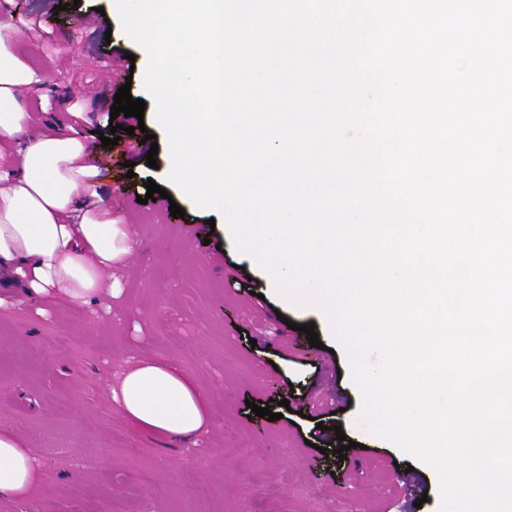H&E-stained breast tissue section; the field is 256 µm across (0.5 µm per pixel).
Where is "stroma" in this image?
<instances>
[{"instance_id": "obj_1", "label": "stroma", "mask_w": 512, "mask_h": 512, "mask_svg": "<svg viewBox=\"0 0 512 512\" xmlns=\"http://www.w3.org/2000/svg\"><path fill=\"white\" fill-rule=\"evenodd\" d=\"M108 5L80 0L54 27L40 21L45 0L5 8L22 31L12 50L42 77L25 110L40 119L80 113L73 128L93 162L126 187L110 196L112 216L129 225L138 248L115 272L124 291L111 314L60 307L44 320L24 299L0 312V430L23 440L42 470L40 491L0 502V512H437L438 485L425 464L353 428L361 397L346 352L317 313L285 305L265 270L224 235L223 217L168 184L165 154L148 167L143 135L162 129L143 85L147 59ZM98 7L107 10V31L70 23V14ZM119 49L127 58L108 67ZM125 84L146 102V129L122 135L133 150L120 155L97 132ZM150 179L170 201L139 203ZM173 202L184 217L171 216ZM291 321L314 324L321 347L287 335ZM131 357L176 361L207 392L210 428L197 444L143 433L114 407L110 388ZM308 394L328 410L320 420L272 421L246 406L285 399L299 412ZM324 426L341 427L364 455L316 450ZM407 465L428 497L419 508L399 496Z\"/></svg>"}]
</instances>
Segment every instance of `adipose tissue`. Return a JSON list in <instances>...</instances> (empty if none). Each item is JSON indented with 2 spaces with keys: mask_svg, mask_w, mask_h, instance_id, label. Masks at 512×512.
Wrapping results in <instances>:
<instances>
[{
  "mask_svg": "<svg viewBox=\"0 0 512 512\" xmlns=\"http://www.w3.org/2000/svg\"><path fill=\"white\" fill-rule=\"evenodd\" d=\"M18 34L0 22V275L23 288L39 317L61 303L108 311L122 294L112 271L126 264L137 241L113 219L101 171L77 134L53 118L30 135L22 100L40 80L10 49ZM110 398L131 424L173 441L197 439L209 427L207 394L171 360L134 359ZM40 486L32 454L13 432L0 431V501Z\"/></svg>",
  "mask_w": 512,
  "mask_h": 512,
  "instance_id": "adipose-tissue-1",
  "label": "adipose tissue"
}]
</instances>
